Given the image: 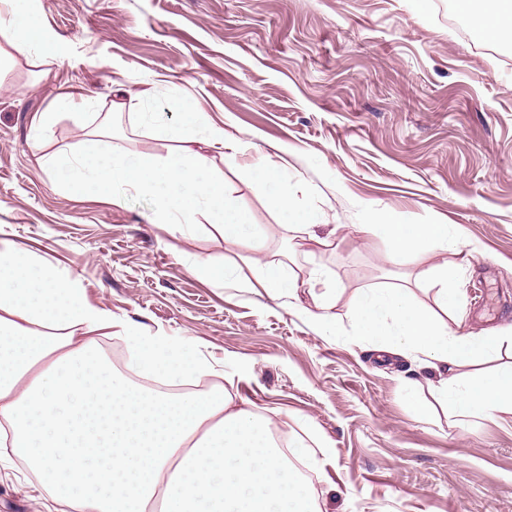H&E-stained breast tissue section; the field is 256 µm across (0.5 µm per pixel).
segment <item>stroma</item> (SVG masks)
I'll return each instance as SVG.
<instances>
[{
    "label": "stroma",
    "mask_w": 512,
    "mask_h": 512,
    "mask_svg": "<svg viewBox=\"0 0 512 512\" xmlns=\"http://www.w3.org/2000/svg\"><path fill=\"white\" fill-rule=\"evenodd\" d=\"M61 57L25 58L0 75V241L19 245L83 288L88 300L144 333L198 345L203 382L262 410L309 448L321 468L322 512H512V416L461 421L436 405L429 370L387 356L355 335L359 289L407 275L418 303H434L431 265L455 267L463 331L512 326V43L460 32L455 0H34ZM160 85L155 101L140 92ZM200 100L234 148H207L206 168L226 195L271 233L265 260L296 274V291L269 300L199 278L202 260L235 264L207 211L187 231L153 224L152 197L124 207L90 187L66 192L39 152H63L111 122L104 149L167 156L141 119L165 112V89ZM127 107L108 110L116 91ZM64 92L84 96L82 119L64 115L45 149L35 113ZM283 165L296 204L321 216L313 237L288 244L274 184L256 167ZM378 203L405 224L458 225L463 247L419 263L384 262L383 242L360 236ZM321 267L338 288L337 332L306 314V282ZM417 382L426 415L408 405ZM52 501L21 459L0 461V512H48Z\"/></svg>",
    "instance_id": "obj_1"
}]
</instances>
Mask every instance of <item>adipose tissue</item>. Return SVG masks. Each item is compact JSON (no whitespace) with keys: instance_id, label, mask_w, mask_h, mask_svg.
I'll use <instances>...</instances> for the list:
<instances>
[{"instance_id":"1","label":"adipose tissue","mask_w":512,"mask_h":512,"mask_svg":"<svg viewBox=\"0 0 512 512\" xmlns=\"http://www.w3.org/2000/svg\"><path fill=\"white\" fill-rule=\"evenodd\" d=\"M32 0H0V39L17 54L43 64L57 60L56 44L31 20ZM470 21L487 40L512 41V0H478ZM182 109L173 126L160 113L143 118L156 139L177 142L166 159L150 152L129 158L100 151L96 132L73 148L45 154L43 170L92 181L96 194L125 204L127 190L155 196L152 221L191 223L201 207L219 221L248 273L243 287L277 301L297 280L262 259L266 230L256 229L224 193L219 177L201 178L194 143L225 144L229 134L202 106ZM275 182L270 204L286 213L288 231L310 233L316 215L296 208L283 170L263 167ZM363 233L386 244L384 259L416 261L429 251H456L461 237L450 224H403L386 208L367 207ZM435 307H421L411 288L380 285L357 293L349 319L376 351L413 357L437 373L433 392L457 418L512 414V363L479 371L483 359L512 349V329L462 332L464 317L454 269H430ZM126 343L138 372L189 381L207 363L188 339L143 335L126 319L89 303L83 289L24 249L0 245V439L35 471L41 486L68 512H321L309 486L274 438L277 422L235 405L221 385L173 397L115 374L100 339Z\"/></svg>"}]
</instances>
